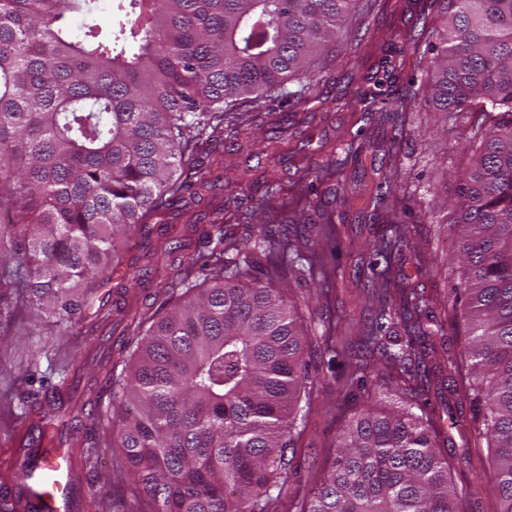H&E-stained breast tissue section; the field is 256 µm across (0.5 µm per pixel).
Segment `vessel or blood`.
<instances>
[{
    "label": "vessel or blood",
    "instance_id": "b4317fda",
    "mask_svg": "<svg viewBox=\"0 0 512 512\" xmlns=\"http://www.w3.org/2000/svg\"><path fill=\"white\" fill-rule=\"evenodd\" d=\"M68 470V460L61 451L33 464H22V483L32 512H70Z\"/></svg>",
    "mask_w": 512,
    "mask_h": 512
}]
</instances>
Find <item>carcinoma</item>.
<instances>
[{"label": "carcinoma", "mask_w": 512, "mask_h": 512, "mask_svg": "<svg viewBox=\"0 0 512 512\" xmlns=\"http://www.w3.org/2000/svg\"><path fill=\"white\" fill-rule=\"evenodd\" d=\"M359 2L110 0L103 16L98 0H0V294L59 322L112 316L96 301L120 264L118 239L191 188L195 153L223 139L224 117L303 101L312 64ZM426 3L407 40L419 52L432 27L431 57L419 58L430 81L410 83L397 108L497 116L469 127L459 146L474 161L456 174L455 199L435 192L431 211L455 239L470 396L493 448L498 512H512V0ZM396 198L386 181L370 202L394 215ZM205 238L213 248L178 263L158 308L133 316L135 349L106 379L107 447L139 512H269L313 384L296 302L271 286L288 242L268 228L238 238L220 215ZM375 301L366 347L390 319L410 343L383 351L385 363H426L424 299L396 300L387 282ZM64 387L39 404L35 459L84 442L88 401ZM439 437L410 406L362 409L296 512H460Z\"/></svg>", "instance_id": "obj_1"}]
</instances>
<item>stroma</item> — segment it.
Masks as SVG:
<instances>
[{
  "instance_id": "obj_1",
  "label": "stroma",
  "mask_w": 512,
  "mask_h": 512,
  "mask_svg": "<svg viewBox=\"0 0 512 512\" xmlns=\"http://www.w3.org/2000/svg\"><path fill=\"white\" fill-rule=\"evenodd\" d=\"M421 0H369L355 13L332 53L316 71L319 80L308 102H276L249 110L241 126H226L224 138L210 142L196 163L202 186L192 187L165 213L155 216L149 233L119 242L122 264L101 288L99 298L111 312L112 343L120 345L126 327L121 311L136 302L140 311L157 308L182 256L207 251L202 233L215 213L230 231L254 234L259 225L286 233L285 262L301 269L290 294L298 301L311 341L314 388L292 462V474L270 512H291L306 497L329 464L336 439L347 421L367 403L424 402L434 420L456 408L468 388L466 338L458 312L449 303L458 283L455 242L429 213L430 190L452 183L454 171L469 156L458 146L461 124L442 126L427 108L399 112L394 102L409 80L423 72L405 41L415 25ZM382 91L389 107L374 112L367 94ZM404 125L399 144L390 138ZM334 162L333 181L315 179V169ZM249 165V181L233 183L234 168ZM390 181L399 199L396 223L373 209L368 194ZM308 203L305 214L292 202ZM332 214L335 242H327L321 214ZM403 236L406 243L389 268L376 265L373 246L380 236ZM183 251L165 255L173 240ZM423 297L436 323L434 352L426 373L410 377L387 369L379 354L363 346L362 331L375 317L374 295L384 282ZM37 326L34 335L23 324ZM90 320L70 325L37 318L0 297V476H18L25 448L35 434L34 415L13 395L17 384L44 395L62 380V364L82 367L77 385L82 397L98 370L87 341ZM457 391H449V381ZM451 478L466 496L465 512H496L490 488L495 468L485 438L473 431H450ZM114 449H85L71 468V486L84 512H127L132 482L113 466Z\"/></svg>"
}]
</instances>
